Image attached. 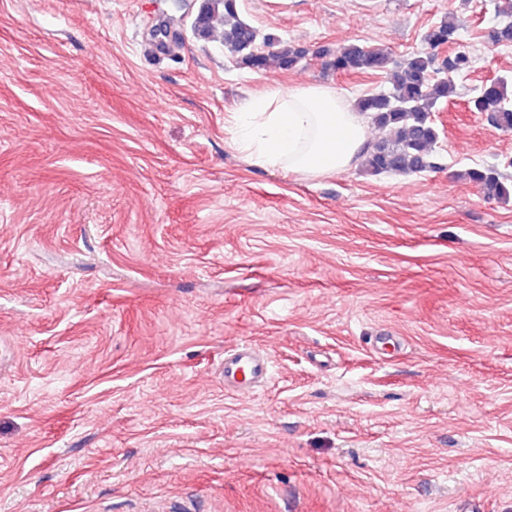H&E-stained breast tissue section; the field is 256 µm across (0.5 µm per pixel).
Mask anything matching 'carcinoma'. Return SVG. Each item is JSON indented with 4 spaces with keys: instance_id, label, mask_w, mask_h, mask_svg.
<instances>
[{
    "instance_id": "1",
    "label": "carcinoma",
    "mask_w": 512,
    "mask_h": 512,
    "mask_svg": "<svg viewBox=\"0 0 512 512\" xmlns=\"http://www.w3.org/2000/svg\"><path fill=\"white\" fill-rule=\"evenodd\" d=\"M219 17L224 19L221 35L224 48L245 68L262 71L275 65L292 69L306 56L305 49L269 35L263 37L264 45H259L256 29L238 19L236 0H203L193 23L194 32L204 38L212 36L214 22ZM456 33L452 17H446L424 35L430 51L414 53L397 63L384 50L364 45L319 51L326 58V65L336 73L377 71L389 75V93L367 94L356 102L357 111L370 115L373 125L386 131L367 147L361 158L366 172L409 175L432 167L430 153L438 133L431 112L437 104L457 95L455 77L473 67L471 57L457 51L450 55L453 70L436 77L440 73L436 51L453 43ZM470 104L474 111L487 114L496 127L512 130L508 79L500 78L486 85ZM461 177L491 197L505 202L512 199V182H506L494 168H470Z\"/></svg>"
}]
</instances>
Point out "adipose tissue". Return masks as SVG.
I'll return each mask as SVG.
<instances>
[{
	"instance_id": "obj_1",
	"label": "adipose tissue",
	"mask_w": 512,
	"mask_h": 512,
	"mask_svg": "<svg viewBox=\"0 0 512 512\" xmlns=\"http://www.w3.org/2000/svg\"><path fill=\"white\" fill-rule=\"evenodd\" d=\"M369 123L333 86H271L233 114L232 143L258 165L319 176L358 161L369 141Z\"/></svg>"
}]
</instances>
